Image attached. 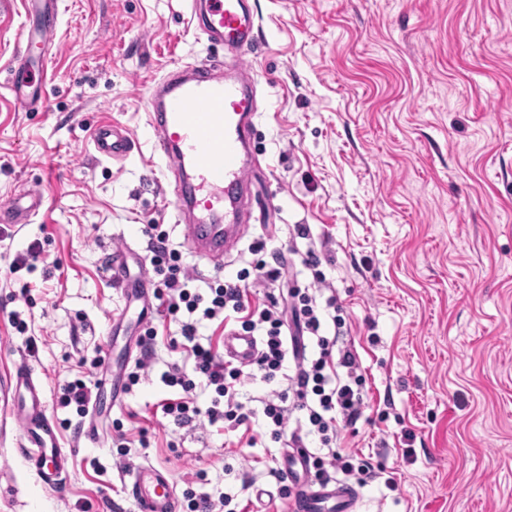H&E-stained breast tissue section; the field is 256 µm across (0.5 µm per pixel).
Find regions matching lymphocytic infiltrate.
Segmentation results:
<instances>
[{
    "label": "lymphocytic infiltrate",
    "mask_w": 512,
    "mask_h": 512,
    "mask_svg": "<svg viewBox=\"0 0 512 512\" xmlns=\"http://www.w3.org/2000/svg\"><path fill=\"white\" fill-rule=\"evenodd\" d=\"M150 262L160 276L156 296L167 315L180 317L181 347L193 360L192 370L171 364L162 380L178 388L177 397L163 399L162 413L184 426L198 419L209 425H222L225 432L251 429L262 420L272 442L290 440L302 447L303 434L316 436L320 446L309 453V471L322 482L337 476L358 477L360 482L374 479L370 463L355 454L336 450L341 424L356 421L363 413L359 365L350 346L339 343L337 332L344 320L330 315L337 304L327 295L322 276H315L309 287L293 288L285 304L270 300L257 308L247 301L250 281L277 283L286 265L276 254L262 260L264 238H256L248 250L254 260L250 268L237 272L224 282H197L182 262L180 251L171 246L161 225L149 227ZM223 319L235 324L239 334L257 339L260 348L249 366L234 364L219 355L213 346L198 342L199 319ZM334 334H327V327ZM260 381L266 392L256 401L244 400L240 387L244 381ZM204 382L214 397L207 409H200L193 392Z\"/></svg>",
    "instance_id": "lymphocytic-infiltrate-1"
}]
</instances>
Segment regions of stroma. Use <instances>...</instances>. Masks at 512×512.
<instances>
[{
  "label": "stroma",
  "mask_w": 512,
  "mask_h": 512,
  "mask_svg": "<svg viewBox=\"0 0 512 512\" xmlns=\"http://www.w3.org/2000/svg\"><path fill=\"white\" fill-rule=\"evenodd\" d=\"M50 78L35 107L7 87L27 32V0H0V206L36 187L30 223L0 234V512H135L132 469L170 471L176 492L218 497L242 476L283 512L284 448L209 425L183 427L158 404L172 363L192 368L177 321L159 316L145 380L99 414L61 407L64 382L94 380V358L121 356L139 333L113 287L112 250L148 257L152 224L182 229L146 123L147 93L169 70L222 47L187 23L189 0H58ZM259 76L253 138L261 210L215 268L183 251L203 279L234 277L256 236L285 254L288 285H308L307 251L334 288L364 375L366 409L339 446L377 477L357 512H512V0H253ZM124 124L126 161L97 159L89 129ZM306 224L310 236L293 237ZM33 267L12 268L31 244ZM126 312L128 331L113 334ZM18 313L14 326L9 313ZM39 375L69 459L45 486L16 446L4 393L21 363ZM95 424L99 439L82 435ZM125 434L126 457L114 440Z\"/></svg>",
  "instance_id": "obj_1"
}]
</instances>
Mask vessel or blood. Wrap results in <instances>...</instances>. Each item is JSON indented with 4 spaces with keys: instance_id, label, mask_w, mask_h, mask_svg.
<instances>
[{
    "instance_id": "vessel-or-blood-1",
    "label": "vessel or blood",
    "mask_w": 512,
    "mask_h": 512,
    "mask_svg": "<svg viewBox=\"0 0 512 512\" xmlns=\"http://www.w3.org/2000/svg\"><path fill=\"white\" fill-rule=\"evenodd\" d=\"M39 18V42L47 44L56 30L54 0H28ZM190 25L223 46L232 65L218 68L205 61L163 75L152 87L146 122L153 150L164 162L171 184L175 211L183 223L184 241L202 261L223 267L227 250L251 224L254 175L247 145L258 116L257 74L242 66V53L258 38V17L252 0H191ZM46 71L31 47L13 58L8 86L22 106L40 101ZM95 152L104 159L123 160L135 144L128 130L111 121L91 131ZM42 198L32 194L27 207L0 208V222L26 224L36 214ZM131 246L113 251L109 269L125 303L137 304L141 320L156 311L155 291L147 274L131 276ZM258 346L253 337L230 333L224 337V354L239 364H250ZM12 414L20 426L19 445L27 462L46 485H54L65 455L57 429L49 420L42 387L28 366L13 375ZM282 475L293 485L285 512H356L357 492L348 485L311 480L305 449L289 451ZM128 494L137 512H179V501L167 469L140 465L131 472Z\"/></svg>"
}]
</instances>
